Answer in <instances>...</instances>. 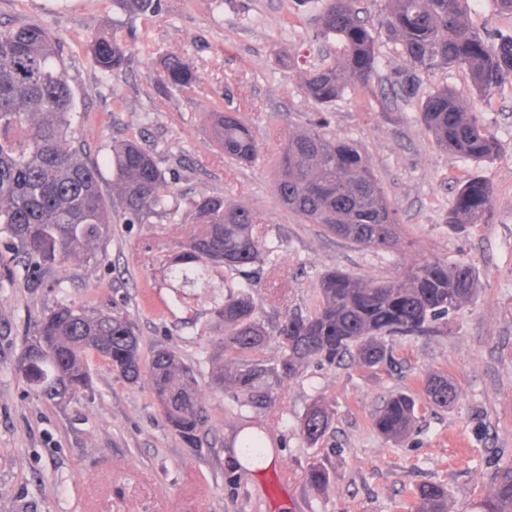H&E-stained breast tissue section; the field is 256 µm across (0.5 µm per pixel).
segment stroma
<instances>
[{
    "instance_id": "1",
    "label": "stroma",
    "mask_w": 512,
    "mask_h": 512,
    "mask_svg": "<svg viewBox=\"0 0 512 512\" xmlns=\"http://www.w3.org/2000/svg\"><path fill=\"white\" fill-rule=\"evenodd\" d=\"M383 7V0L360 2L379 56L371 90L346 91L322 110L302 94V77L342 46L316 38L313 0H153L135 17L112 0H0V29L40 23L59 38L74 97L71 129L84 159L98 167L104 195L115 196L111 147L132 139L155 157L180 203L177 215L136 219L113 202L91 256L42 270L36 284L0 233V512H414L416 491L427 483L446 486L448 512H481L496 464L512 457V88L481 101L464 70L423 76V92L455 90L500 141L498 154L478 163L441 149L416 122V105L391 84L404 60L381 24ZM100 29L131 52L112 77L86 50ZM169 54L195 66L199 85L175 90L160 82ZM224 109L256 130V163H231L213 143L204 115ZM319 118L325 132L361 147L396 206L397 252L360 249L303 223L278 200L279 147ZM474 174L494 187L492 223L448 224L454 188ZM212 195L252 209L282 247L279 303L269 288L252 291L268 333L285 313L307 312L320 274L333 268L385 281L419 260L465 262L479 294L447 324L394 337L392 362L368 368L349 355L336 365L312 359L282 382L269 411L240 406L211 382L222 363L224 326L212 310L224 299L223 280L184 288L159 262L195 227L189 201ZM61 303L127 313L144 355L159 346L176 351L198 372L206 427L182 437L147 380L127 383L94 357L89 388L68 402L34 390L17 366L39 318ZM433 375L455 385L454 403H428L424 384ZM400 392L416 400L418 420L394 442L377 432L373 415ZM318 397L333 415L311 447L300 420ZM248 431L265 436L276 463L240 464L234 447ZM314 465L328 472L319 491L307 480Z\"/></svg>"
}]
</instances>
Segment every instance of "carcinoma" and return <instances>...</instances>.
<instances>
[{
	"label": "carcinoma",
	"instance_id": "obj_1",
	"mask_svg": "<svg viewBox=\"0 0 512 512\" xmlns=\"http://www.w3.org/2000/svg\"><path fill=\"white\" fill-rule=\"evenodd\" d=\"M317 35L343 45L341 56L309 70L304 96L328 107L348 88H371L379 59L374 38L360 17L357 0H316ZM129 15L151 8L152 0H114ZM468 0H388L382 19L388 37L399 45L406 66L395 73L393 86L404 101L418 102L417 122L445 150L474 161L492 158L498 138L480 113L450 88L420 96L422 77L440 69L463 68L479 97L512 86V31L489 38L465 21ZM91 61L104 74L121 72L129 48L115 34L101 30L87 45ZM162 81L190 89L199 81L185 58L171 54L161 63ZM73 95L56 40L39 25L0 29V231L33 271L88 254L110 223V204L97 168L85 162L70 134ZM210 133L224 157L252 163L258 156L256 131L234 111L210 112ZM118 200L133 218L169 207L171 191L153 156L137 143L112 148ZM274 190L283 205L307 224H319L365 250L393 253L398 249V213L360 151L345 138L322 132V123L295 131L281 149ZM493 185L473 175L454 191L450 224H490ZM195 232L181 250L165 256L171 277L186 286L205 285L211 274L224 281V301L214 308L224 323V364L212 373L219 390L228 385L243 405L267 410L285 379L300 374L312 358L334 365L352 352L366 366L392 357L387 341L395 335L422 332L448 319L478 292L472 267L439 261L411 265L387 281L355 277L341 270L322 274L316 303L307 315L289 313L277 327L281 356L275 365L259 357L270 335L259 319L250 288L263 271L279 262L257 214L222 196L190 202ZM239 275L236 281L232 276ZM103 358L124 380L136 384L147 375L151 391L168 425L193 438L207 423L196 369L173 350L159 347L143 360L135 322L120 312L88 311L60 304L44 314L29 338L19 370L51 401L89 386V357ZM427 401L448 406L455 386L442 376L430 378ZM416 401L399 394L389 398L374 418L377 431L400 440L412 430ZM331 422L319 399L300 423L304 440L316 445ZM253 459L266 447L262 434L241 439ZM496 489L482 512H512V459L496 469ZM415 512H448V490L429 483L416 492Z\"/></svg>",
	"mask_w": 512,
	"mask_h": 512
}]
</instances>
